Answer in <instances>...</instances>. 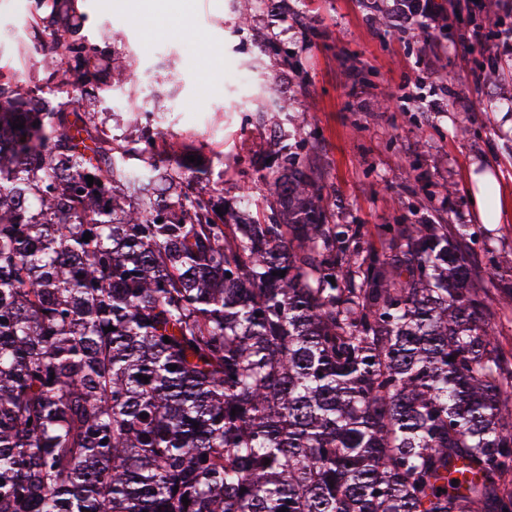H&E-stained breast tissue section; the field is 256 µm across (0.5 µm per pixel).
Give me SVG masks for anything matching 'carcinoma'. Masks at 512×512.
Listing matches in <instances>:
<instances>
[{
  "mask_svg": "<svg viewBox=\"0 0 512 512\" xmlns=\"http://www.w3.org/2000/svg\"><path fill=\"white\" fill-rule=\"evenodd\" d=\"M54 2L62 102L0 70V512H512V351L468 246H362L289 144L226 223L134 101L127 137L68 109L96 46Z\"/></svg>",
  "mask_w": 512,
  "mask_h": 512,
  "instance_id": "cac0c4a2",
  "label": "carcinoma"
}]
</instances>
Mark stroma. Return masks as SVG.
<instances>
[{
    "label": "stroma",
    "mask_w": 512,
    "mask_h": 512,
    "mask_svg": "<svg viewBox=\"0 0 512 512\" xmlns=\"http://www.w3.org/2000/svg\"><path fill=\"white\" fill-rule=\"evenodd\" d=\"M32 0H0V58L15 59L30 88L43 86L52 59L27 40ZM77 22L100 51L98 64L130 60L129 80L113 81L84 112H123L136 95L166 137L193 147L206 167H222L228 223L245 221L261 194L260 157L283 140L314 147L313 176L334 223L359 228L380 246L386 224L443 216L468 238L481 223L469 174L496 166L505 212L473 258L493 277L491 301L512 285V0L494 16L465 13L441 32L444 49L422 51L417 21H396L392 0H188L143 19L131 0H73ZM184 21L182 36L149 26ZM213 51L203 54L202 43Z\"/></svg>",
    "instance_id": "obj_1"
}]
</instances>
